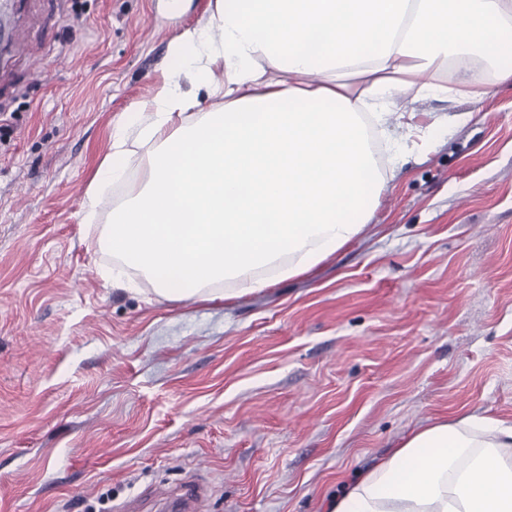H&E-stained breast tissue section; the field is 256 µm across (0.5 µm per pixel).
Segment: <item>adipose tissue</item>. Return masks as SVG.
Segmentation results:
<instances>
[{
  "label": "adipose tissue",
  "instance_id": "ef3b65f1",
  "mask_svg": "<svg viewBox=\"0 0 512 512\" xmlns=\"http://www.w3.org/2000/svg\"><path fill=\"white\" fill-rule=\"evenodd\" d=\"M511 52L512 0H215L169 44L195 93L176 79L157 92L135 176L114 130L88 207L123 184L103 243L159 297L262 291L311 272L366 226L402 155L388 130L399 96H446L439 74L476 54L512 84ZM201 91L224 101L197 113ZM328 512H512V423L470 414L422 427Z\"/></svg>",
  "mask_w": 512,
  "mask_h": 512
}]
</instances>
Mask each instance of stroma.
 Returning a JSON list of instances; mask_svg holds the SVG:
<instances>
[{"label":"stroma","instance_id":"35a3bbf8","mask_svg":"<svg viewBox=\"0 0 512 512\" xmlns=\"http://www.w3.org/2000/svg\"><path fill=\"white\" fill-rule=\"evenodd\" d=\"M214 0H17L0 52V512H326L461 414L512 421V86L398 99L406 149L312 273L226 305L107 287L86 191ZM204 495L203 486L194 478H188L176 495H172L167 503V510L159 512H194L196 502Z\"/></svg>","mask_w":512,"mask_h":512}]
</instances>
